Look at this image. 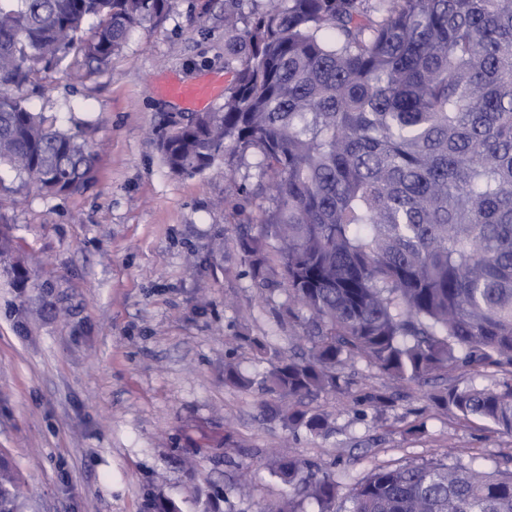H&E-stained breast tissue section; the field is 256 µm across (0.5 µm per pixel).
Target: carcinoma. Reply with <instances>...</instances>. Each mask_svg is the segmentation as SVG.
<instances>
[{"label":"carcinoma","mask_w":512,"mask_h":512,"mask_svg":"<svg viewBox=\"0 0 512 512\" xmlns=\"http://www.w3.org/2000/svg\"><path fill=\"white\" fill-rule=\"evenodd\" d=\"M175 0H0V167L60 194L91 177L87 140L32 111L19 91L39 66L108 65L137 24ZM96 26L84 36L85 22ZM234 86L216 112L171 116L155 144L175 175L255 150L271 206L239 246L258 288L288 292L305 357L250 342L269 364L271 414L325 436L304 400L344 391L364 359L389 378L512 376V0H224ZM276 250L283 281L269 264ZM224 383L253 385L226 354ZM449 413L512 435V383L452 384ZM295 496L263 512H512V468L470 460L377 466L338 496L336 473L275 456ZM0 463V512H20Z\"/></svg>","instance_id":"cac0c4a2"}]
</instances>
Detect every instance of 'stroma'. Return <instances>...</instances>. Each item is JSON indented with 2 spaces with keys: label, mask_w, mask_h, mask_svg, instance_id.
<instances>
[{
  "label": "stroma",
  "mask_w": 512,
  "mask_h": 512,
  "mask_svg": "<svg viewBox=\"0 0 512 512\" xmlns=\"http://www.w3.org/2000/svg\"><path fill=\"white\" fill-rule=\"evenodd\" d=\"M203 4L177 0L162 21L135 27L95 74L69 58L22 91L96 152L84 187L57 196L0 172L11 244L0 256V457L25 484L22 512H148L158 495L193 512L199 490L226 491L223 512H260L288 495L269 473L286 443L334 468L343 494L377 466L511 460L512 435L430 401L445 378L403 384L348 364L349 390L310 403L330 418L322 437L288 436L268 416L275 397L225 385L227 351L252 376L263 366L248 337L285 352L302 330L283 312L284 291L254 287L237 245L241 225L270 205L258 155L175 175L153 141L183 110L163 95L166 81L232 88L223 0ZM366 393L393 402L357 416Z\"/></svg>",
  "instance_id": "1"
}]
</instances>
